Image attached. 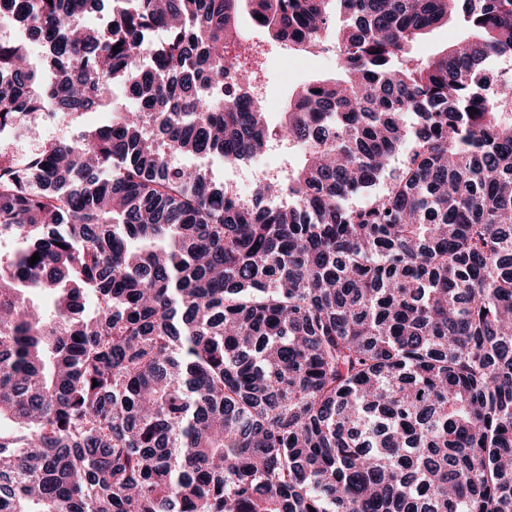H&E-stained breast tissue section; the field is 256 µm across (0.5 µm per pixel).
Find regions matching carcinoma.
<instances>
[{
	"label": "carcinoma",
	"mask_w": 512,
	"mask_h": 512,
	"mask_svg": "<svg viewBox=\"0 0 512 512\" xmlns=\"http://www.w3.org/2000/svg\"><path fill=\"white\" fill-rule=\"evenodd\" d=\"M243 15L336 50L275 150L271 50L226 48ZM18 18L57 75L0 40V128L98 112L115 83L127 103L0 152V512H512V77L490 78L512 0ZM455 20L468 37L412 54ZM274 152L241 200L176 161ZM59 114L49 110L45 112L43 120L39 127V132L34 137L37 142L29 140L16 139L12 136L2 135L0 146L2 150L8 152H27L29 154L37 152L43 142L47 139L70 140L79 135L85 126L97 125L108 117L107 112H89L80 117L65 118L61 127H57Z\"/></svg>",
	"instance_id": "cac0c4a2"
}]
</instances>
